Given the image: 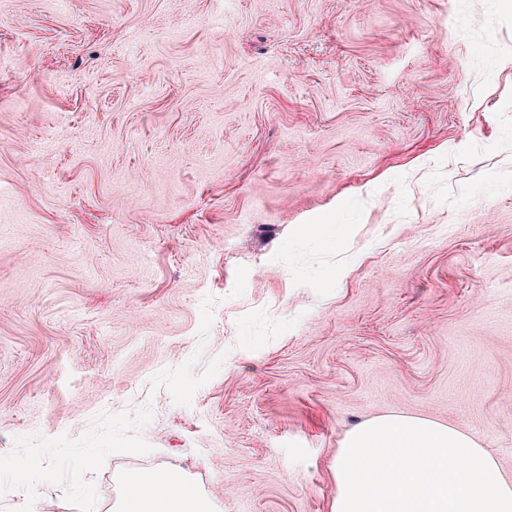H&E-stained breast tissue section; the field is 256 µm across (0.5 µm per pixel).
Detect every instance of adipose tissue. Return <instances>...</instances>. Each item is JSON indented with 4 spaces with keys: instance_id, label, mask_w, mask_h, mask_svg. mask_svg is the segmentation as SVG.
<instances>
[{
    "instance_id": "ef3b65f1",
    "label": "adipose tissue",
    "mask_w": 512,
    "mask_h": 512,
    "mask_svg": "<svg viewBox=\"0 0 512 512\" xmlns=\"http://www.w3.org/2000/svg\"><path fill=\"white\" fill-rule=\"evenodd\" d=\"M117 512H218L216 503L170 471L130 472Z\"/></svg>"
}]
</instances>
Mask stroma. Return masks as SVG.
Instances as JSON below:
<instances>
[{"mask_svg":"<svg viewBox=\"0 0 512 512\" xmlns=\"http://www.w3.org/2000/svg\"><path fill=\"white\" fill-rule=\"evenodd\" d=\"M512 11L0 0V512H331L386 415L512 482ZM127 493L118 512H218L216 503L170 471L125 474Z\"/></svg>","mask_w":512,"mask_h":512,"instance_id":"35a3bbf8","label":"stroma"}]
</instances>
